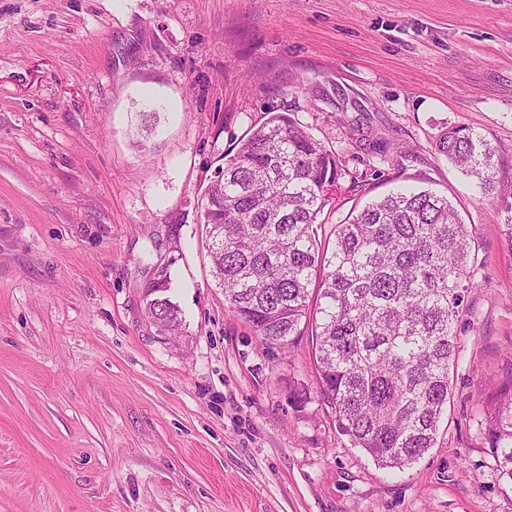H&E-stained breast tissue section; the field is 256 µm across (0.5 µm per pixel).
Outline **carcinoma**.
<instances>
[{
	"label": "carcinoma",
	"mask_w": 512,
	"mask_h": 512,
	"mask_svg": "<svg viewBox=\"0 0 512 512\" xmlns=\"http://www.w3.org/2000/svg\"><path fill=\"white\" fill-rule=\"evenodd\" d=\"M435 150L476 179L508 214L512 184L500 182V153L487 137L451 128ZM345 174L336 155L286 112L252 128L204 194L207 244L224 300L262 343L286 348L311 321L318 389L336 425L382 469L401 470L434 446L457 364L455 324L481 288L471 272L479 242L448 197L429 190L378 198L335 226L322 243L317 218ZM148 289L150 313L170 330L180 310ZM484 434L512 478V378L483 406Z\"/></svg>",
	"instance_id": "obj_1"
}]
</instances>
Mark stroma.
Here are the masks:
<instances>
[{
  "label": "stroma",
  "mask_w": 512,
  "mask_h": 512,
  "mask_svg": "<svg viewBox=\"0 0 512 512\" xmlns=\"http://www.w3.org/2000/svg\"><path fill=\"white\" fill-rule=\"evenodd\" d=\"M270 112L348 170L323 235L404 186L479 237L404 471L337 431L310 336L268 348L212 276L204 191ZM452 127L512 180V0H0V512H512L479 407L512 377L507 215L436 152ZM166 275V274H165ZM169 282L168 277L166 275V280L159 287L161 289H148V296L159 294L157 297L151 299H157L158 301L151 304L149 307L150 313L161 319L162 322H165L171 331H175L181 324L182 320L180 319V310L176 303L171 301L168 296H162V293H165L169 290Z\"/></svg>",
  "instance_id": "1"
}]
</instances>
